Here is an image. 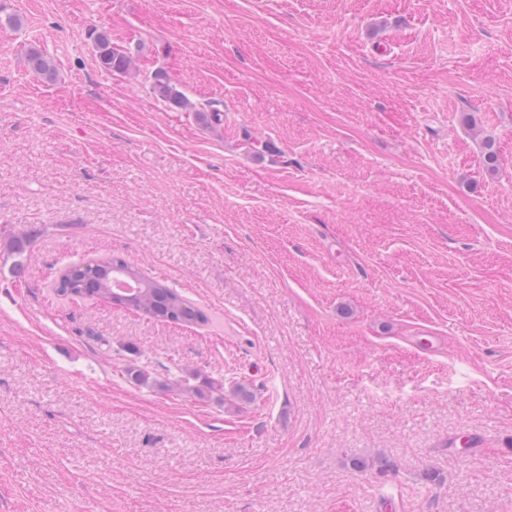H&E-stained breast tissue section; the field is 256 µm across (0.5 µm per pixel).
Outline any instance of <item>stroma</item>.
I'll return each mask as SVG.
<instances>
[{"label":"stroma","instance_id":"stroma-1","mask_svg":"<svg viewBox=\"0 0 512 512\" xmlns=\"http://www.w3.org/2000/svg\"><path fill=\"white\" fill-rule=\"evenodd\" d=\"M0 512H512V0H0ZM93 47L99 66L103 70L121 74H126L131 70L134 60L130 52L114 46L112 39L106 32L99 31L96 34ZM27 69L36 77L52 81L56 77V66L54 61L41 49L31 47L25 55ZM150 88L159 100L170 107L182 110L194 109L189 99L170 84L167 74L162 70L152 74ZM116 278L135 281L133 292L113 288ZM62 297H91L132 309L151 318L174 323L196 324L206 315L177 291L160 281L142 276L138 269L120 257L79 263L65 269L53 286Z\"/></svg>","mask_w":512,"mask_h":512}]
</instances>
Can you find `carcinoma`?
<instances>
[{
    "mask_svg": "<svg viewBox=\"0 0 512 512\" xmlns=\"http://www.w3.org/2000/svg\"><path fill=\"white\" fill-rule=\"evenodd\" d=\"M93 47L103 70L121 74L131 70L134 60L130 52L112 44L106 32L96 34ZM25 62L27 69L41 79L51 81L56 77L54 61L39 48H29ZM150 88L159 100L171 107L182 110L193 108L189 99L170 84L167 74L162 70L152 74ZM40 233L41 230L32 229L21 237L9 240L7 249L16 257V269H22L30 243ZM117 278L132 280L137 287L131 292L117 290L113 288ZM54 290L62 297L104 299L161 321L196 324L207 320L202 311L177 291L160 281L142 276L136 267L120 257L111 256L73 265L60 274L54 283Z\"/></svg>",
    "mask_w": 512,
    "mask_h": 512,
    "instance_id": "1",
    "label": "carcinoma"
}]
</instances>
